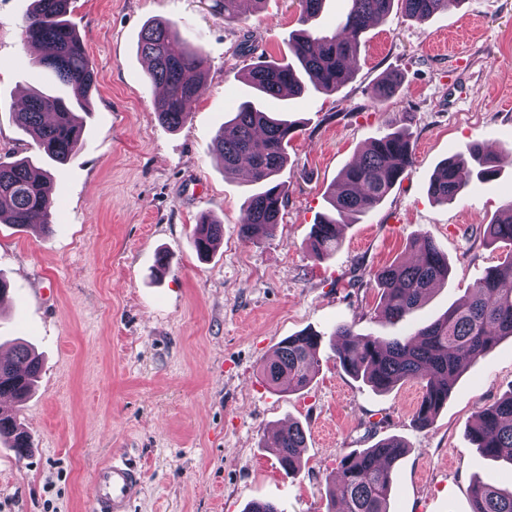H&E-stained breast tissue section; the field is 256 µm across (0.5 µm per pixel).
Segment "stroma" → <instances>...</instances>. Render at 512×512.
<instances>
[{
	"mask_svg": "<svg viewBox=\"0 0 512 512\" xmlns=\"http://www.w3.org/2000/svg\"><path fill=\"white\" fill-rule=\"evenodd\" d=\"M31 0H0V161L37 157L15 112L32 90L52 92L23 40ZM295 0H263L225 20L215 0H72L96 88L83 115L85 145L67 165L49 164L53 231L0 224V276L14 306L0 304V352L16 343L43 360L37 387L10 403L31 446L0 442V512H90L98 468L120 452L141 469L132 512H244L255 500L281 512H327V482L343 456L380 440L402 441L391 512H470L475 478L512 487V465L481 456L467 438L475 414L512 392V338L471 363L433 425L414 414L422 385L379 393L340 369L333 331L411 334L464 295L504 251L478 228L512 198V0H462L426 19L401 5L361 38L353 77L339 91L268 98L288 105L298 130L278 179L288 198L273 237L245 240V171L226 172L213 140L237 103L252 99L243 75L286 61L298 30ZM153 18L176 24L205 59L206 88L177 130L161 126L137 50ZM402 77L378 101L374 86ZM405 121L413 166L372 212L344 225L330 259L307 241L340 172L392 122ZM473 141L496 156L499 174L472 180L461 198L434 202L439 165ZM224 226L199 257L201 216ZM430 237L451 273L407 320L379 318L374 273L412 260ZM321 333L320 365L298 391L268 387L261 368L278 343ZM305 431L301 469L288 475L264 434L291 423Z\"/></svg>",
	"mask_w": 512,
	"mask_h": 512,
	"instance_id": "1",
	"label": "stroma"
}]
</instances>
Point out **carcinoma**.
<instances>
[{
	"label": "carcinoma",
	"instance_id": "1",
	"mask_svg": "<svg viewBox=\"0 0 512 512\" xmlns=\"http://www.w3.org/2000/svg\"><path fill=\"white\" fill-rule=\"evenodd\" d=\"M326 0H298L301 28L288 41L291 62H261L249 70L247 82L266 97L278 98L283 90L301 97L311 92L332 93L352 77L347 63L356 61L360 39L369 26L386 16L394 0H349L350 9L335 29L317 25ZM410 17L428 18L446 12L463 0H399ZM71 0H32L26 15L24 40L40 46L34 65L51 72L60 83L76 91L73 98L33 93L21 104L16 118L36 142L39 154L57 165L67 164L84 145V126L77 111L86 110L87 97L95 86L85 49L67 19ZM138 50L150 60L151 85L163 87L166 95L154 101L159 123L177 129L188 118L204 90V57L198 48L184 43L174 23L156 19L139 36ZM401 77L392 74L376 88L379 98L393 96ZM297 124L267 111L252 101L241 103L235 116L224 123L214 147L224 170H251L261 185L247 201L242 235L270 238L279 223L287 197L285 184L274 176L287 162L288 143ZM495 157L479 142L457 153L434 174L429 194L437 203L457 199L472 178L493 179ZM413 164L408 132L396 128L372 141L370 146L342 171L337 185L327 195L328 211L318 215L309 242L311 254L324 259L340 246L341 225L374 210ZM48 172L31 159L0 161V224L30 226V216L43 217L41 231L52 233L53 201ZM223 224L202 221L194 230V246L206 256L223 236ZM483 239L506 247L502 263L487 269L447 312L409 336L381 338L361 335L348 324L336 326L341 337L336 357L342 369L378 392H387L410 380L423 384L415 414L421 428L432 425L458 376L478 358L488 354L505 336L512 337V198L493 222L485 225ZM418 258L412 264L394 261L375 276L381 290L382 319H407L427 300L430 292L448 279V259L428 235L415 242ZM322 336L306 331L282 340L263 365L265 382L290 390L306 387L319 367ZM38 355L25 345L14 351V360L0 362V397L25 400L41 372ZM23 454L28 435L17 416L0 413V437ZM467 437L481 454L512 463V392L483 408ZM305 431L298 423L264 436V447L272 448L288 474L301 468ZM407 448L396 438L382 440L370 448L346 455L328 486V512H390L389 498L395 464ZM471 512H512V491L506 492L477 481L471 492Z\"/></svg>",
	"mask_w": 512,
	"mask_h": 512
}]
</instances>
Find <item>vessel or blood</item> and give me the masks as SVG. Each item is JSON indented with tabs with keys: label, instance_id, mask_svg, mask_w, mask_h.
I'll return each mask as SVG.
<instances>
[{
	"label": "vessel or blood",
	"instance_id": "vessel-or-blood-1",
	"mask_svg": "<svg viewBox=\"0 0 512 512\" xmlns=\"http://www.w3.org/2000/svg\"><path fill=\"white\" fill-rule=\"evenodd\" d=\"M141 489V474L123 455L116 454L96 472L91 495L92 512H130Z\"/></svg>",
	"mask_w": 512,
	"mask_h": 512
}]
</instances>
